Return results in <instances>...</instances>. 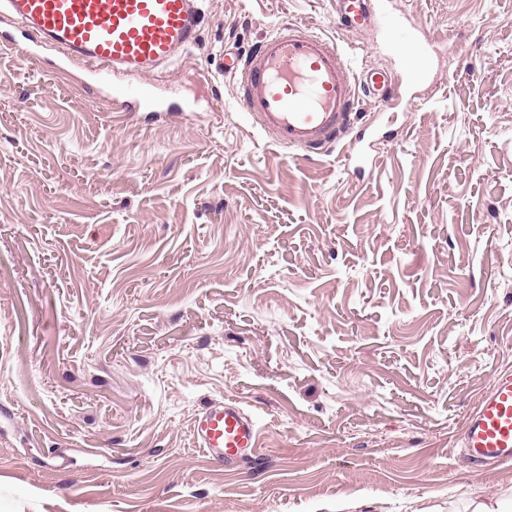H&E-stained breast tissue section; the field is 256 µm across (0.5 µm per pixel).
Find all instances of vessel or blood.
I'll list each match as a JSON object with an SVG mask.
<instances>
[{
  "mask_svg": "<svg viewBox=\"0 0 512 512\" xmlns=\"http://www.w3.org/2000/svg\"><path fill=\"white\" fill-rule=\"evenodd\" d=\"M201 0H0L16 24L21 50L38 58L56 52L61 65H83L90 85L116 112H178L154 96L142 79L160 80L199 39ZM340 25L382 35L399 55L398 71L353 70L347 53L308 28L285 24L249 54L224 53V72L252 126L279 147L321 155L359 121L361 97L388 99L393 86L427 78L430 42L384 7V0H336ZM193 444L214 463L231 468L260 445L256 418L233 400L207 404L191 424ZM463 446L472 464L512 463V372L496 375L464 424Z\"/></svg>",
  "mask_w": 512,
  "mask_h": 512,
  "instance_id": "vessel-or-blood-1",
  "label": "vessel or blood"
}]
</instances>
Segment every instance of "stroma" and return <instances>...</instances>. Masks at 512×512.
<instances>
[{
  "label": "stroma",
  "instance_id": "obj_1",
  "mask_svg": "<svg viewBox=\"0 0 512 512\" xmlns=\"http://www.w3.org/2000/svg\"><path fill=\"white\" fill-rule=\"evenodd\" d=\"M386 3L434 70L364 101L358 173L346 142L272 143L222 70L287 22L397 69L334 0H202L173 116L0 47V512H462L512 487L458 446L512 371V0ZM219 399L261 426L230 471L189 436Z\"/></svg>",
  "mask_w": 512,
  "mask_h": 512
}]
</instances>
